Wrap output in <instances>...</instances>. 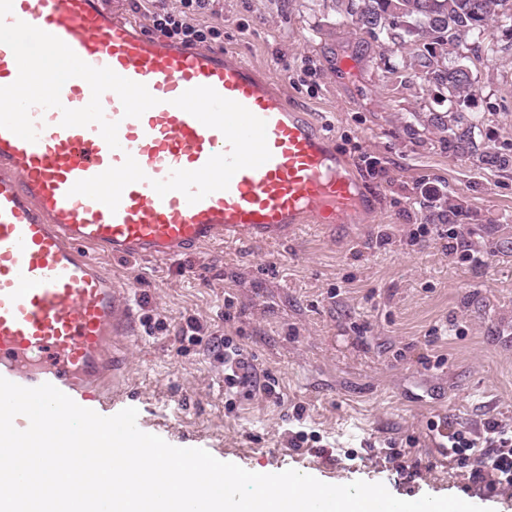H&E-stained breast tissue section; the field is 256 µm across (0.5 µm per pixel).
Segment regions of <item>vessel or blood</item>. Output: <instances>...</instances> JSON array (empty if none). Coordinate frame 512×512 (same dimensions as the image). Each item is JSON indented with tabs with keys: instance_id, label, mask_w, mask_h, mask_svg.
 Returning a JSON list of instances; mask_svg holds the SVG:
<instances>
[{
	"instance_id": "obj_1",
	"label": "vessel or blood",
	"mask_w": 512,
	"mask_h": 512,
	"mask_svg": "<svg viewBox=\"0 0 512 512\" xmlns=\"http://www.w3.org/2000/svg\"><path fill=\"white\" fill-rule=\"evenodd\" d=\"M374 211L310 114L233 53L99 0H0V377L107 415L132 309L97 254L285 242Z\"/></svg>"
}]
</instances>
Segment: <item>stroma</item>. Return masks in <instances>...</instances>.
<instances>
[{
	"label": "stroma",
	"instance_id": "stroma-1",
	"mask_svg": "<svg viewBox=\"0 0 512 512\" xmlns=\"http://www.w3.org/2000/svg\"><path fill=\"white\" fill-rule=\"evenodd\" d=\"M201 19L314 116L378 210L285 243L100 256L127 285L135 322L113 411L136 408L144 432L253 472L292 468L329 484L381 483L403 500L455 495L512 512V491H489L441 459L430 429L512 428V171L457 158L431 123L440 91L381 63L378 43L334 0H212ZM474 75L479 139L512 154V51ZM428 184L467 201L471 221L426 224ZM452 230L474 259L449 254ZM150 318L165 329L148 331ZM191 319L203 327L193 342L181 332ZM227 336L257 375L278 380L280 399L227 389L216 346ZM298 430L320 444L289 448ZM394 448L418 471L402 469Z\"/></svg>",
	"mask_w": 512,
	"mask_h": 512
}]
</instances>
